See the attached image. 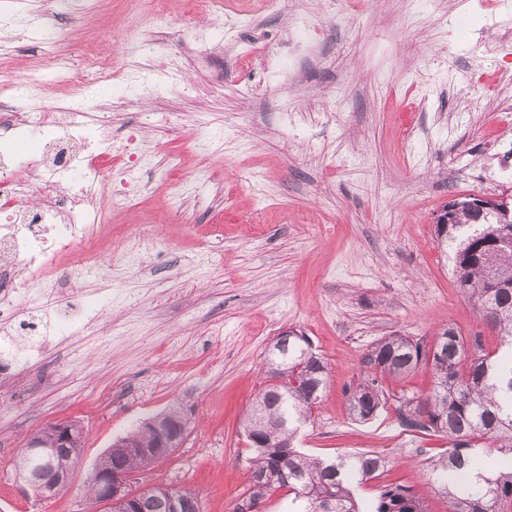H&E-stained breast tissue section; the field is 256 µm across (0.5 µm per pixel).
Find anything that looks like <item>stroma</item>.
<instances>
[{
	"label": "stroma",
	"mask_w": 512,
	"mask_h": 512,
	"mask_svg": "<svg viewBox=\"0 0 512 512\" xmlns=\"http://www.w3.org/2000/svg\"><path fill=\"white\" fill-rule=\"evenodd\" d=\"M99 59L106 83L81 90L46 66ZM113 48L103 54V45ZM0 55L40 83L15 92L37 111L82 104L89 125L152 156L133 206L103 195L102 260L57 298L28 287L14 321L18 375L0 389V512H90L100 455L169 407L185 440L137 472L233 512L253 452L242 420L282 330L309 337L331 373L296 446L320 458L371 452L386 466L354 487L385 485L446 512L430 469L443 437L408 430L396 402L367 422L346 391L379 339H432L452 325L497 334L458 293L433 218L462 195L512 194V0H0ZM86 442L69 489L23 492L14 461L53 421Z\"/></svg>",
	"instance_id": "1"
}]
</instances>
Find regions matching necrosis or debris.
I'll list each match as a JSON object with an SVG mask.
<instances>
[{"label": "necrosis or debris", "mask_w": 512, "mask_h": 512, "mask_svg": "<svg viewBox=\"0 0 512 512\" xmlns=\"http://www.w3.org/2000/svg\"><path fill=\"white\" fill-rule=\"evenodd\" d=\"M84 117L75 106L0 113V159L15 157L26 141L50 151L0 174V320L13 311L18 288L49 284L74 246L83 249L82 269L99 261L104 218L93 198L106 188L112 157L96 149L106 126L89 133Z\"/></svg>", "instance_id": "4bbe7bcc"}]
</instances>
